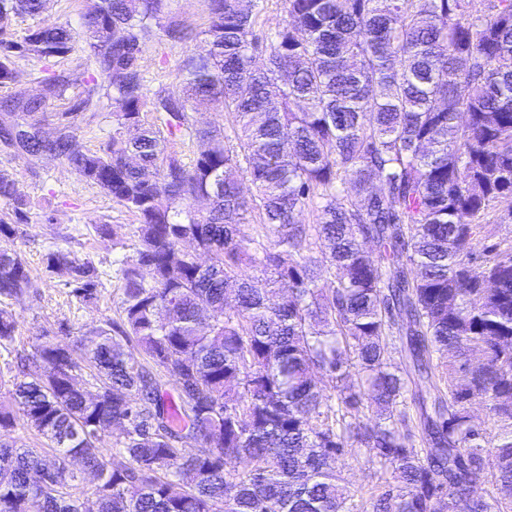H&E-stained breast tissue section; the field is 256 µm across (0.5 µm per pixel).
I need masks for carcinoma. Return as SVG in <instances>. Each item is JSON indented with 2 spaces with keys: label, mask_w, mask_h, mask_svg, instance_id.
<instances>
[{
  "label": "carcinoma",
  "mask_w": 512,
  "mask_h": 512,
  "mask_svg": "<svg viewBox=\"0 0 512 512\" xmlns=\"http://www.w3.org/2000/svg\"><path fill=\"white\" fill-rule=\"evenodd\" d=\"M166 2L97 0L86 76L0 98V153L57 159L139 218L112 261L120 321L37 337L0 401V512H360L340 466L363 453L380 479L369 512H512V241L472 253L512 222V0H284L261 37L264 0H207L202 48L153 91L145 47L196 39L161 23ZM44 9L0 0V87L15 58L74 50ZM18 15L33 25L14 39ZM106 105L112 136L81 149L79 124ZM216 106L224 124L197 127ZM0 201L13 241L29 199L3 170ZM43 266L98 299L92 260L56 247ZM32 286L0 245V298ZM15 342L1 307L0 347ZM83 363L92 399L71 384ZM19 421L50 451L3 438ZM485 232L474 242V253L479 257L483 256V247L486 244L512 239V224H489ZM485 236H489L485 239ZM488 240V241H487Z\"/></svg>",
  "instance_id": "cac0c4a2"
}]
</instances>
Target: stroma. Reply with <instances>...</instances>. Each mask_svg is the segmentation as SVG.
Segmentation results:
<instances>
[{"instance_id":"stroma-1","label":"stroma","mask_w":512,"mask_h":512,"mask_svg":"<svg viewBox=\"0 0 512 512\" xmlns=\"http://www.w3.org/2000/svg\"><path fill=\"white\" fill-rule=\"evenodd\" d=\"M184 50L181 44H148L142 56L147 76L160 86L174 82ZM1 169L15 174L31 202L29 231L14 242L33 277L29 296L11 306L17 321L16 348L30 349L36 338L46 333L69 343L87 328L115 318L120 295L112 275L116 252L111 238L98 236L94 227L114 225L119 237L130 246L134 243L132 228L137 217L57 160L28 162L0 154ZM51 245L72 250L95 263L103 281L97 300L81 302L69 294L59 279L44 274L42 256Z\"/></svg>"}]
</instances>
